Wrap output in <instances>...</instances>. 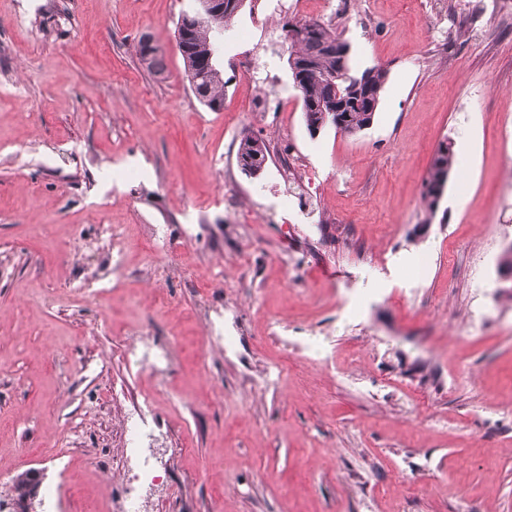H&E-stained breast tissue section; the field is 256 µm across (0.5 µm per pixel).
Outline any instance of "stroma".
<instances>
[{"label": "stroma", "mask_w": 512, "mask_h": 512, "mask_svg": "<svg viewBox=\"0 0 512 512\" xmlns=\"http://www.w3.org/2000/svg\"><path fill=\"white\" fill-rule=\"evenodd\" d=\"M192 5L0 0V491L38 468L64 512H122L112 463L148 398L143 512H512V0H315L355 68L389 72L355 136L308 132L294 14L256 34V0L204 106L176 45ZM246 135L270 145L255 178ZM447 139L467 170L428 224ZM143 38H141L137 43L139 60L153 76L163 78L166 73L164 52L156 44L150 49H147L143 43ZM144 42L148 46L153 45V41L149 37H145ZM453 165V142L449 140L441 143L435 150L423 182L422 203L426 212L425 223H431L439 208Z\"/></svg>", "instance_id": "1"}]
</instances>
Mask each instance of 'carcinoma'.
Returning <instances> with one entry per match:
<instances>
[{"mask_svg":"<svg viewBox=\"0 0 512 512\" xmlns=\"http://www.w3.org/2000/svg\"><path fill=\"white\" fill-rule=\"evenodd\" d=\"M231 17L212 15L180 32L185 73L198 78L194 90L200 102L211 110L224 104V80L213 68L218 38ZM289 43V56L295 58L296 71L290 72L293 86L299 92L304 122L310 133L332 125L337 130L355 136L374 121L388 72L380 65L356 70L350 57L340 56L336 48L347 45L341 33L317 19L287 21L284 24ZM139 60L155 77H164L166 62L163 50L155 45L146 48L137 43ZM270 157L269 144L260 138L243 137L237 150V162L246 173L261 167ZM454 165L453 142L441 143L435 150L423 182L422 203L426 212L424 223H431L444 195ZM30 471L17 474L11 482L8 497L19 503L33 493Z\"/></svg>","mask_w":512,"mask_h":512,"instance_id":"carcinoma-1","label":"carcinoma"}]
</instances>
